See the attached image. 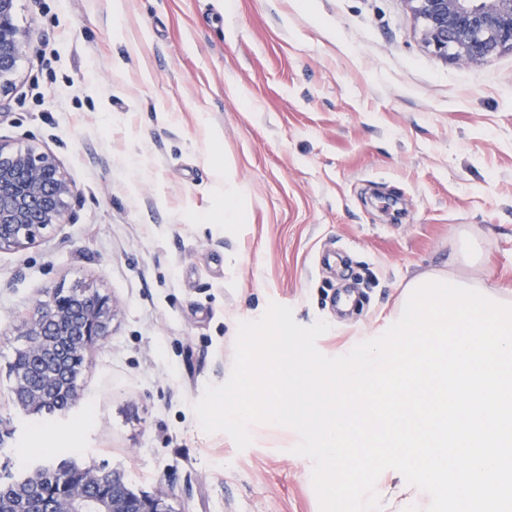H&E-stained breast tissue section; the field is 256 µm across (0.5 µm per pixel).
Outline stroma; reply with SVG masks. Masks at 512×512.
Segmentation results:
<instances>
[{
	"label": "stroma",
	"instance_id": "35a3bbf8",
	"mask_svg": "<svg viewBox=\"0 0 512 512\" xmlns=\"http://www.w3.org/2000/svg\"><path fill=\"white\" fill-rule=\"evenodd\" d=\"M112 2H16L31 42L0 139L53 152L75 194L0 251V438L166 489L174 512H320L293 430L252 425L240 450L192 405L273 302L326 321L332 357L422 273L512 299V53L443 61L405 0H122L118 27ZM225 163L250 223L224 221ZM76 286L112 298V336L74 406L24 412L9 366L29 305Z\"/></svg>",
	"mask_w": 512,
	"mask_h": 512
}]
</instances>
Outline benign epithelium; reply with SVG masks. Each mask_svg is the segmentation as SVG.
I'll return each mask as SVG.
<instances>
[{
    "label": "benign epithelium",
    "mask_w": 512,
    "mask_h": 512,
    "mask_svg": "<svg viewBox=\"0 0 512 512\" xmlns=\"http://www.w3.org/2000/svg\"><path fill=\"white\" fill-rule=\"evenodd\" d=\"M16 0H0V96L7 93L29 34L14 21ZM422 42L440 59L478 64L512 52V0H405ZM74 195L49 151L0 140V251L31 245L66 219ZM114 306L95 292L71 289L29 308L28 340L15 356V400L36 413L74 404L75 379L88 354L105 346ZM0 512H171L168 494L141 497L122 474L78 468L56 484L38 473L0 488Z\"/></svg>",
    "instance_id": "benign-epithelium-1"
}]
</instances>
